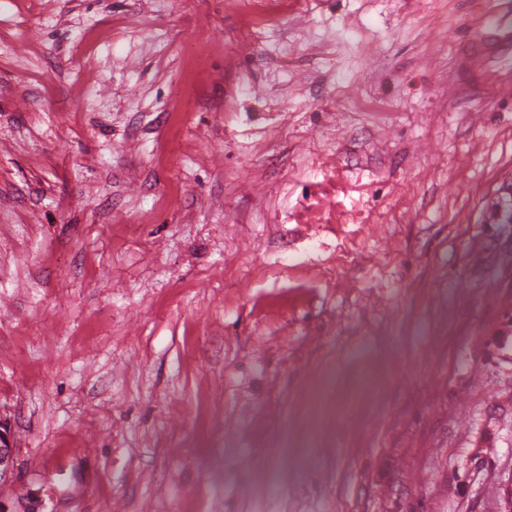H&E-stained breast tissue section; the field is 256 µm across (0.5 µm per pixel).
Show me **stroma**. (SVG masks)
I'll use <instances>...</instances> for the list:
<instances>
[{
  "instance_id": "obj_1",
  "label": "stroma",
  "mask_w": 512,
  "mask_h": 512,
  "mask_svg": "<svg viewBox=\"0 0 512 512\" xmlns=\"http://www.w3.org/2000/svg\"><path fill=\"white\" fill-rule=\"evenodd\" d=\"M506 29L0 0V512H512ZM484 53H472L468 58L470 68L478 73L492 88V90L503 97H511L512 81L508 77L497 76L484 70ZM15 468L11 433L8 427L0 421V488L14 481Z\"/></svg>"
}]
</instances>
